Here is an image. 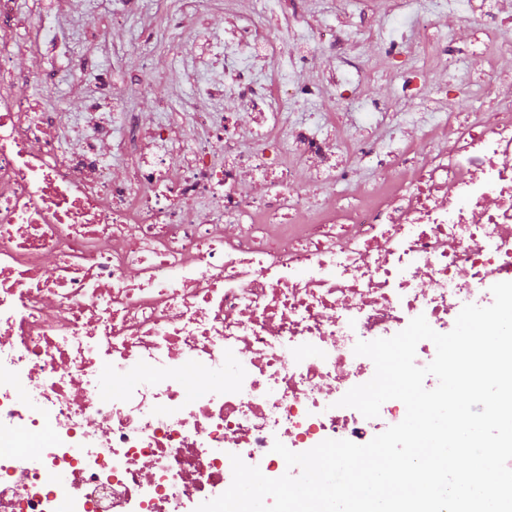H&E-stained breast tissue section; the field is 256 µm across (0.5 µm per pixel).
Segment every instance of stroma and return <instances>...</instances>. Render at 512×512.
<instances>
[{
    "instance_id": "obj_1",
    "label": "stroma",
    "mask_w": 512,
    "mask_h": 512,
    "mask_svg": "<svg viewBox=\"0 0 512 512\" xmlns=\"http://www.w3.org/2000/svg\"><path fill=\"white\" fill-rule=\"evenodd\" d=\"M116 6V0H100L95 11L89 12L84 0H35L37 14L50 21L59 17L70 19L81 29L82 38L73 55H64L53 44L45 43L37 51L19 54L15 64L22 70L60 73L55 93L68 98L72 114L83 117L77 126L69 118L63 119V146H70L77 138L87 139L101 155L111 157L112 116L90 112L89 107L100 95L113 93L122 111L151 113L158 121L171 125L176 137L159 154L165 158L172 176H180L187 157L208 136L185 110L186 102L196 93L186 60L212 57V38L224 32L223 0H212L203 13L194 0H126L122 5L126 23L120 30L112 26ZM300 8L305 13L319 14L324 24H343L355 33L360 45L323 58V67L335 70L340 85L334 96L323 101L293 104L289 122H305L313 133L323 136L327 130L319 124L318 114L332 112L339 128L352 135L375 138L381 150L406 146L408 139L398 127L394 113L401 109L414 113L417 119H428L439 75H421L417 80L419 98L406 100L395 92L400 84L398 72L407 66L405 58L394 59L386 69L372 70L370 57L385 47L388 37L381 27L383 0H353L341 15L331 10L327 0H301ZM175 15L192 20L191 26L177 37L172 36L168 26L169 17ZM148 22L154 25V37L144 45L136 35ZM509 71L512 72V55L485 66L459 69L454 75V87L448 92L455 121L465 120L473 105L472 99L458 97L457 86L486 88ZM143 80L153 83V94L147 99L134 92L135 85Z\"/></svg>"
}]
</instances>
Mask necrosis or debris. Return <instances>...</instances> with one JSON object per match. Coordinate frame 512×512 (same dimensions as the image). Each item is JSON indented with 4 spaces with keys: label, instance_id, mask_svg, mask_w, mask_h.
<instances>
[{
    "label": "necrosis or debris",
    "instance_id": "obj_1",
    "mask_svg": "<svg viewBox=\"0 0 512 512\" xmlns=\"http://www.w3.org/2000/svg\"><path fill=\"white\" fill-rule=\"evenodd\" d=\"M460 1L389 0L385 19L405 12L417 32L385 50L412 58L403 89L455 68L439 21ZM464 1L482 55L511 53L498 11L512 0ZM250 3L224 0V78L186 104L211 135L174 177L143 150L171 129L106 96L95 108L125 126L128 164L61 148L69 103L33 104L28 88L53 81L16 68L19 0H0V512H194L230 487V455L277 478L275 442L366 444L406 408L339 406L375 372L357 341L419 315L448 332L463 303L491 305V286L512 282V84L467 124L431 122L419 155L389 154L397 180L365 182L368 138L287 129L290 100L335 81L291 82ZM226 91L249 126L210 110Z\"/></svg>",
    "mask_w": 512,
    "mask_h": 512
}]
</instances>
